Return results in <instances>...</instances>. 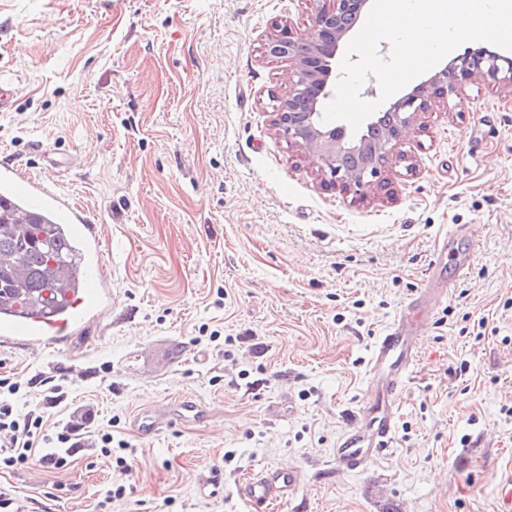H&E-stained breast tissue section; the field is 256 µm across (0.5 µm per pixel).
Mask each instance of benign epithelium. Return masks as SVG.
Masks as SVG:
<instances>
[{"label": "benign epithelium", "mask_w": 512, "mask_h": 512, "mask_svg": "<svg viewBox=\"0 0 512 512\" xmlns=\"http://www.w3.org/2000/svg\"><path fill=\"white\" fill-rule=\"evenodd\" d=\"M367 4L368 0H328L315 9L312 37L302 38L283 24L275 26L265 42L269 55L292 63L296 77L288 94L277 100L276 129L319 161L330 180L366 190L374 187L390 156H403L398 150L403 129L435 100L457 92L473 79L501 86L512 94V57L480 48L454 58L393 102L389 108L393 123L375 143L366 135L351 139L341 130L323 126L320 103L331 92V60Z\"/></svg>", "instance_id": "1"}]
</instances>
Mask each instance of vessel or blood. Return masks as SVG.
I'll return each instance as SVG.
<instances>
[{"label": "vessel or blood", "mask_w": 512, "mask_h": 512, "mask_svg": "<svg viewBox=\"0 0 512 512\" xmlns=\"http://www.w3.org/2000/svg\"><path fill=\"white\" fill-rule=\"evenodd\" d=\"M0 188L16 197L22 208L52 213L66 226V236L80 241L92 265L82 281L64 289L53 313H40L12 306L0 313V344L39 346L54 349L73 334L83 331L100 315L109 286L99 275L104 263L100 225L90 212L66 196L33 178L24 177L10 163L0 165ZM469 257L459 259L453 270H445L439 258L432 260L423 288L409 298L398 315L376 338L368 364L367 395L349 427L337 438L336 464L348 472H365L376 457L390 447L398 415V396L412 376L419 360L420 324L435 307L448 298V277L466 274ZM204 406L181 399L162 408L138 412L132 426L139 434L152 435L175 423H199L206 419ZM303 482L302 471L292 465L267 466L249 474L242 482V494L254 512H271L288 500Z\"/></svg>", "instance_id": "obj_1"}]
</instances>
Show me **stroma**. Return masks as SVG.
<instances>
[{"instance_id":"obj_1","label":"stroma","mask_w":512,"mask_h":512,"mask_svg":"<svg viewBox=\"0 0 512 512\" xmlns=\"http://www.w3.org/2000/svg\"><path fill=\"white\" fill-rule=\"evenodd\" d=\"M312 0H0V160L98 220L112 309L57 351L0 346V375L53 420L93 411L126 449L8 474L48 512H251L258 465L293 464L275 512H496L512 471V97L471 81L419 113L385 189L326 182L273 125L294 80L266 57L275 25L311 32ZM71 157L56 167L34 142ZM472 227L467 275L421 331L391 451L337 467L370 347L426 283L439 237ZM484 320L482 333L473 324ZM467 372H460L461 364ZM181 398L204 422L146 437L142 410ZM126 493L109 498L110 489Z\"/></svg>"}]
</instances>
